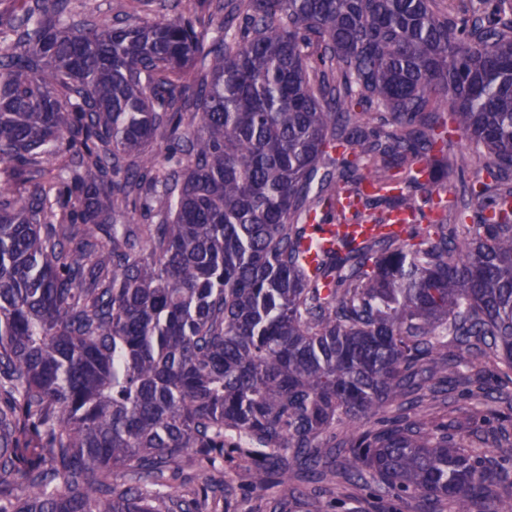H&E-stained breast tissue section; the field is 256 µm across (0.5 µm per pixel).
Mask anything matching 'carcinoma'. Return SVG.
Returning a JSON list of instances; mask_svg holds the SVG:
<instances>
[{"mask_svg": "<svg viewBox=\"0 0 512 512\" xmlns=\"http://www.w3.org/2000/svg\"><path fill=\"white\" fill-rule=\"evenodd\" d=\"M133 2L164 19L0 0V512H220L168 470L234 453L512 512V461L444 424L354 426L339 469L319 442L474 348L512 370V0ZM450 127L474 224L416 199Z\"/></svg>", "mask_w": 512, "mask_h": 512, "instance_id": "cac0c4a2", "label": "carcinoma"}]
</instances>
